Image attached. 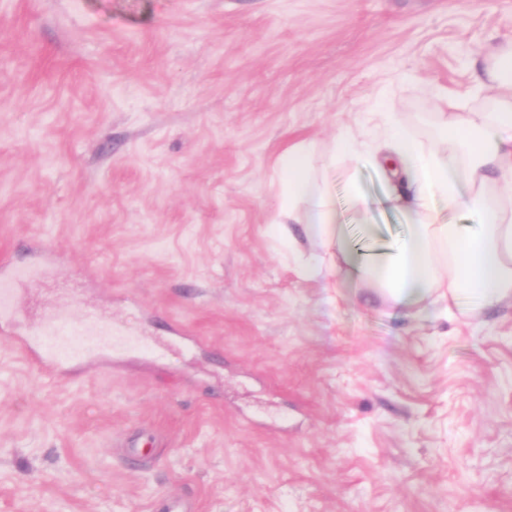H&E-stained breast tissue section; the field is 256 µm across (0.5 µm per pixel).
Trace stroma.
<instances>
[{
	"mask_svg": "<svg viewBox=\"0 0 512 512\" xmlns=\"http://www.w3.org/2000/svg\"><path fill=\"white\" fill-rule=\"evenodd\" d=\"M512 0H0V512H512V299L393 305L289 224L288 151L336 166L357 259L409 217L333 155L389 114L439 138ZM123 344L47 371L39 325ZM157 441L153 459L127 444Z\"/></svg>",
	"mask_w": 512,
	"mask_h": 512,
	"instance_id": "1",
	"label": "stroma"
}]
</instances>
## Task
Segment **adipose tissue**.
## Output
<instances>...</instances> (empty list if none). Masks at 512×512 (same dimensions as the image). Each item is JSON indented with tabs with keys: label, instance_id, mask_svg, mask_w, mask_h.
<instances>
[{
	"label": "adipose tissue",
	"instance_id": "ef3b65f1",
	"mask_svg": "<svg viewBox=\"0 0 512 512\" xmlns=\"http://www.w3.org/2000/svg\"><path fill=\"white\" fill-rule=\"evenodd\" d=\"M489 76L498 89L495 111L440 113L442 136L435 146L391 130L375 145L337 142L340 153L372 166L387 157L399 164L391 199L406 208L409 234L356 267L360 278L394 303L466 299L474 313L512 297V195L491 191L498 180H512V50ZM283 171L289 223L306 224L324 252L343 250L330 175L315 176L303 149L288 153ZM438 200L468 211L473 223L444 221L434 206Z\"/></svg>",
	"mask_w": 512,
	"mask_h": 512
}]
</instances>
